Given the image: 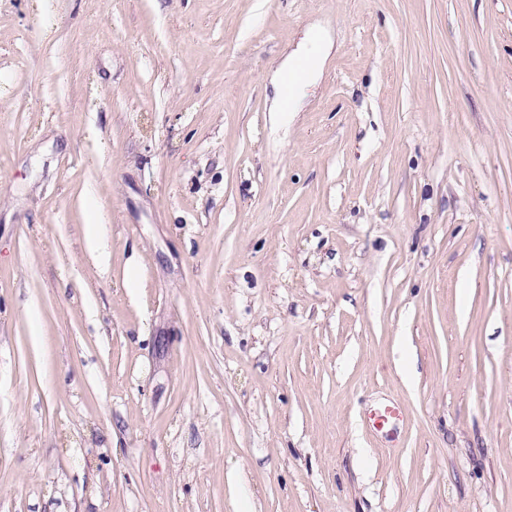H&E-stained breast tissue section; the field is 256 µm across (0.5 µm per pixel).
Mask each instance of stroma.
<instances>
[{
    "mask_svg": "<svg viewBox=\"0 0 512 512\" xmlns=\"http://www.w3.org/2000/svg\"><path fill=\"white\" fill-rule=\"evenodd\" d=\"M0 512H512V0H0ZM326 53L323 41L315 35L310 48L300 55L291 57L290 62L284 69L276 72L273 81L275 96L273 99V110L276 112H296L302 102V91L304 85L321 70ZM297 67H303L302 76L291 85H288L289 77ZM288 94V108L283 106L284 99Z\"/></svg>",
    "mask_w": 512,
    "mask_h": 512,
    "instance_id": "obj_1",
    "label": "stroma"
}]
</instances>
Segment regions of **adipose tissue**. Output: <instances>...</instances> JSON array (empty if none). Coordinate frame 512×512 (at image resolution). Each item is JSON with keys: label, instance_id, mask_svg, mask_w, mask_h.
<instances>
[{"label": "adipose tissue", "instance_id": "adipose-tissue-1", "mask_svg": "<svg viewBox=\"0 0 512 512\" xmlns=\"http://www.w3.org/2000/svg\"><path fill=\"white\" fill-rule=\"evenodd\" d=\"M326 53L320 38H313L310 48L302 54L291 57L284 69L278 70L273 82L275 96L274 111H297L302 102V91L309 81L321 70Z\"/></svg>", "mask_w": 512, "mask_h": 512}]
</instances>
